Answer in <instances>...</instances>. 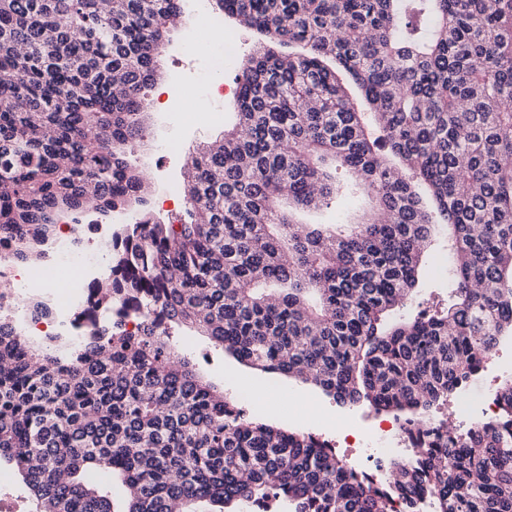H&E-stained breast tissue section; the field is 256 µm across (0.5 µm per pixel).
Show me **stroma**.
I'll return each instance as SVG.
<instances>
[{
	"mask_svg": "<svg viewBox=\"0 0 512 512\" xmlns=\"http://www.w3.org/2000/svg\"><path fill=\"white\" fill-rule=\"evenodd\" d=\"M208 0H185L179 24L169 33V41L157 59L159 87H173L176 96L192 93L210 110L220 112L221 121L203 118L186 123L179 107L149 109L146 118L147 138L143 147L133 155L134 165L141 169L152 185L153 208L158 217L168 210H186L184 197L168 199L167 188L182 189L185 164L190 152L199 145L221 139L235 121L233 93L214 96L212 90V57L210 50L190 48V40L201 22L212 19ZM443 249L430 250L419 278L421 290L409 302L408 311L435 307L447 303L452 291L453 274L450 267L441 266L446 257ZM173 344L194 355L205 379L223 387L233 400L244 399L247 415L260 417L286 428L314 432L330 440H338V426L363 425L372 414L361 406L339 407L314 389L298 381L277 375L262 374L247 369L224 357L221 350L192 330L182 329L172 334ZM306 397L298 407L278 401L269 406L267 399L277 391ZM0 512H36V501L21 476L13 469L0 466Z\"/></svg>",
	"mask_w": 512,
	"mask_h": 512,
	"instance_id": "obj_1",
	"label": "stroma"
}]
</instances>
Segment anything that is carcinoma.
I'll use <instances>...</instances> for the list:
<instances>
[{
  "instance_id": "1",
  "label": "carcinoma",
  "mask_w": 512,
  "mask_h": 512,
  "mask_svg": "<svg viewBox=\"0 0 512 512\" xmlns=\"http://www.w3.org/2000/svg\"><path fill=\"white\" fill-rule=\"evenodd\" d=\"M183 0H0V239L41 260L63 215L123 224L83 344L0 320V464L40 512H512V379L497 415L419 427L512 335V0H211L263 41L236 124L187 164L163 224L131 164L145 91ZM296 45L299 53L281 52ZM365 190L368 219L297 224ZM450 242L454 295L415 316L423 257ZM158 311L130 335L111 308ZM32 319L52 306L27 298ZM188 327L238 363L416 428L379 482L329 440L249 417L176 351ZM104 468L121 503L86 481Z\"/></svg>"
}]
</instances>
